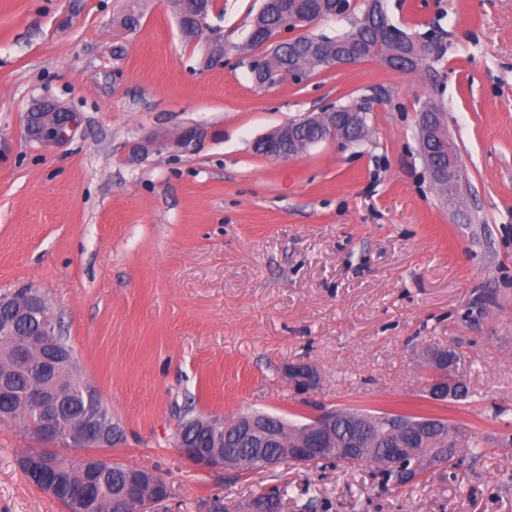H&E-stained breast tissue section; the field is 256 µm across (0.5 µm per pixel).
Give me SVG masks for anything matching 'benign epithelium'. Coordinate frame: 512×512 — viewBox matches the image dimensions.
Listing matches in <instances>:
<instances>
[{"label": "benign epithelium", "instance_id": "obj_1", "mask_svg": "<svg viewBox=\"0 0 512 512\" xmlns=\"http://www.w3.org/2000/svg\"><path fill=\"white\" fill-rule=\"evenodd\" d=\"M185 10L179 17V27L183 34L194 38L204 37L211 46L208 56V64L224 65V36L218 29L210 26L207 18L199 13V8L190 0L184 2ZM348 13L346 0H332V8L329 13L315 12L302 6L297 0L292 10L288 11V22L282 27L279 37L280 42H288L294 46L295 51L312 54L317 51L314 46L304 45L289 36V33L304 28L307 25L325 18L329 15L341 17ZM433 50L431 39H424L417 51L412 56L398 60L391 55L386 56L385 63L392 67L404 66L412 68L419 65L422 60ZM362 55L360 47L356 45L342 44L336 46V54L322 59L328 69L349 67L361 63ZM23 125L28 138L44 147L60 146L69 142L75 135L80 121L78 114L68 110L59 104L44 100L35 105L24 114ZM365 125V113L338 109L330 104L299 121L290 122L266 135L258 138L255 145L261 147L263 155L272 159H292L300 154L294 148L299 142L300 131L303 129L315 130L313 143L327 140H335L344 146H349L362 141L359 136L360 129ZM211 131L201 124H190L172 136L168 133L154 134L142 141L134 143L129 151V156L137 160L152 150L157 152L166 149H175L181 152L194 150L207 137ZM431 138L434 152L441 155L442 160L429 166V173L433 183L448 188V195H453L462 180V172L458 166L456 156L449 144L448 128L446 123L439 121L436 112H423L418 123V140ZM54 335L53 320H45V327L40 335L30 338L32 344L40 347V360L53 367L63 362H68L71 357L56 348L49 337ZM454 348H442L433 357L432 370L434 380L427 386V395L433 401H443L454 395V388L460 381V376L453 373L456 360L453 358ZM286 373L293 387L301 392L311 390L316 383V370L306 363H292L287 365ZM24 399L36 406L42 407L52 402V395L43 385H31L24 392ZM96 409L85 415L75 418L73 426L77 438L78 447L105 448L112 446V425L109 420L103 419L105 409L100 404L99 398H94ZM241 425L240 434L247 436L258 443L264 444L274 435L267 430V422L257 415L245 424H240V419L225 421L218 416H201L195 426L201 430L222 431L235 425ZM333 427V418L324 413L315 417L314 427L309 429L308 438L289 452L300 460H306L319 451L318 445L325 443L324 434ZM40 439L51 446L61 445V432L56 420L50 418L45 421L40 433ZM178 448L182 456L202 471H216L231 463V457L219 451L209 448H198L193 438L180 436ZM153 486L160 490L162 497L148 500L140 492V485L144 478L133 476L130 478L124 494L112 502V512H147L152 504L162 502L169 496L168 486L165 481L153 473L149 477Z\"/></svg>", "mask_w": 512, "mask_h": 512}]
</instances>
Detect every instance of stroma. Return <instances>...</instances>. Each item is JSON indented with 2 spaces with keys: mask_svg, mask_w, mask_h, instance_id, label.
<instances>
[{
  "mask_svg": "<svg viewBox=\"0 0 512 512\" xmlns=\"http://www.w3.org/2000/svg\"><path fill=\"white\" fill-rule=\"evenodd\" d=\"M262 0H217L224 66L182 38L170 0H0V295L38 286L80 375L121 427L108 448H64L158 473L155 512H199L280 485L322 512H512V0H384L389 21L436 33L407 74L379 61L255 86L243 42ZM140 14L136 31L119 25ZM439 96L462 183L445 203L416 143ZM49 98L79 112L69 143L30 141ZM367 109V140L273 160L255 141L335 103ZM191 123V152L131 160L145 137ZM454 345L466 398L424 396L419 354ZM311 364L298 393L287 364ZM335 408L448 421L478 457L383 484L371 467L197 469L179 411L304 423ZM36 442L0 421V512H65L20 465Z\"/></svg>",
  "mask_w": 512,
  "mask_h": 512,
  "instance_id": "35a3bbf8",
  "label": "stroma"
}]
</instances>
